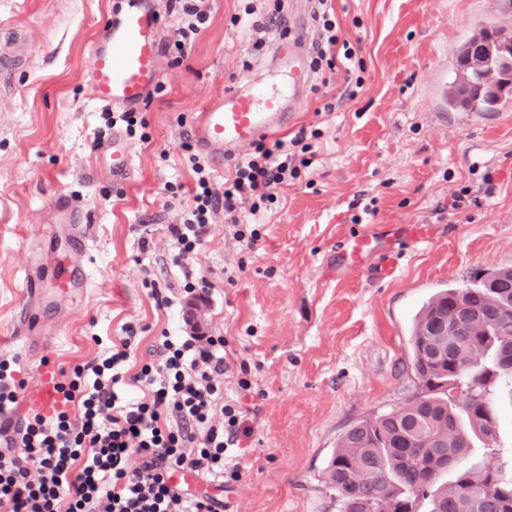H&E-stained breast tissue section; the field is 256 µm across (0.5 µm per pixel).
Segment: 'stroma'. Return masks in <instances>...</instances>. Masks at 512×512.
Masks as SVG:
<instances>
[{
  "instance_id": "stroma-1",
  "label": "stroma",
  "mask_w": 512,
  "mask_h": 512,
  "mask_svg": "<svg viewBox=\"0 0 512 512\" xmlns=\"http://www.w3.org/2000/svg\"><path fill=\"white\" fill-rule=\"evenodd\" d=\"M167 51L162 80L139 113L143 136H125L132 177L113 182L105 127L92 97L91 45L122 0H0V50L16 61L0 86V363L25 390L38 367L69 381L100 360L133 325L137 360L157 359L155 336L186 335L182 309L197 297L203 333L225 340L224 400L240 431L226 460L240 476L218 485L191 478L223 512H339L326 468L355 421L413 398L409 334L438 290L512 266V100L489 117L449 111L440 98L452 55L474 30L512 28V0H328L356 52L348 79L325 99L313 75L296 126L318 129L317 161L257 213L216 212L187 265L174 264L167 227L181 223L194 173L182 142L196 112L271 65L265 25L278 14L312 16L317 0H208L193 43L173 44L182 13L155 0ZM253 14H245V6ZM463 211L449 214L452 195ZM72 197L89 226V252L53 231L55 197ZM428 229L399 241L395 227ZM257 231L255 246L242 233ZM377 233L362 268L340 242ZM149 247H141V236ZM398 250L391 276L384 255ZM85 268L86 290H62L54 265ZM211 287L188 293L186 279ZM29 309L32 331L16 314ZM247 376L251 389L240 393ZM493 448L476 443L469 463L512 466V392L494 397Z\"/></svg>"
}]
</instances>
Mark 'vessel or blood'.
<instances>
[{
	"label": "vessel or blood",
	"mask_w": 512,
	"mask_h": 512,
	"mask_svg": "<svg viewBox=\"0 0 512 512\" xmlns=\"http://www.w3.org/2000/svg\"><path fill=\"white\" fill-rule=\"evenodd\" d=\"M307 35L304 25L289 20L286 32L272 47V58L288 73L287 88L273 91L263 80L236 85L221 100L206 105L192 127L198 148L216 167L239 160L246 146L291 126L311 80L305 55ZM162 49L161 22L154 0H125L109 18L102 38L94 41L92 90L98 104L124 110L139 109L159 87L158 59ZM120 132L112 134V179L125 182L131 172V155L123 148ZM56 208L63 223L71 228L74 247L86 248L87 227L82 211L65 196L57 198ZM370 234L354 237L343 249V257L361 267L376 249ZM26 407L49 417L65 407L64 393L54 368L43 369L38 387L27 395Z\"/></svg>",
	"instance_id": "1"
}]
</instances>
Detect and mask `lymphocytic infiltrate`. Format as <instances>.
I'll return each instance as SVG.
<instances>
[{
	"label": "lymphocytic infiltrate",
	"mask_w": 512,
	"mask_h": 512,
	"mask_svg": "<svg viewBox=\"0 0 512 512\" xmlns=\"http://www.w3.org/2000/svg\"><path fill=\"white\" fill-rule=\"evenodd\" d=\"M323 30L310 66L342 69L355 51L329 12L315 14ZM317 130L300 128L289 140L257 142L216 188L197 155H190L196 185L182 223L168 227L172 261L182 264L203 241L216 211L234 217L243 205L273 199L289 180L312 167ZM134 328L102 362L78 367L62 391L77 414L28 419L9 429L4 419L19 400V386L0 365V512H220L207 495L172 484L184 470L211 482L238 475L224 456L237 438L239 414L224 401V339L162 334L158 360L128 367Z\"/></svg>",
	"instance_id": "obj_1"
}]
</instances>
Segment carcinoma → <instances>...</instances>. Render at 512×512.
Here are the masks:
<instances>
[{
    "instance_id": "carcinoma-1",
    "label": "carcinoma",
    "mask_w": 512,
    "mask_h": 512,
    "mask_svg": "<svg viewBox=\"0 0 512 512\" xmlns=\"http://www.w3.org/2000/svg\"><path fill=\"white\" fill-rule=\"evenodd\" d=\"M493 41L512 47V30L482 28L459 47L452 65L445 103L450 112H497L512 94V56L494 60L498 80L511 84L494 92L484 75L466 69L462 60L478 42ZM512 296V267H497L478 282L443 288L419 309L412 322L411 367L419 393L411 402L387 412L365 417L339 438L327 469V483L336 491L340 512H416L419 500L429 501V512H474L480 500L494 504L491 512H512V476L490 467H453L456 478L441 483L446 463L435 457L429 441L448 445L456 461L471 450V441L495 438L489 412L491 391L512 385V375L494 367L501 349H512V308L503 307ZM448 312V322L459 325L448 337V353L434 358L425 349L435 316ZM480 312L485 325L465 322ZM414 415L431 418L424 436L407 447L399 445L405 420Z\"/></svg>"
}]
</instances>
